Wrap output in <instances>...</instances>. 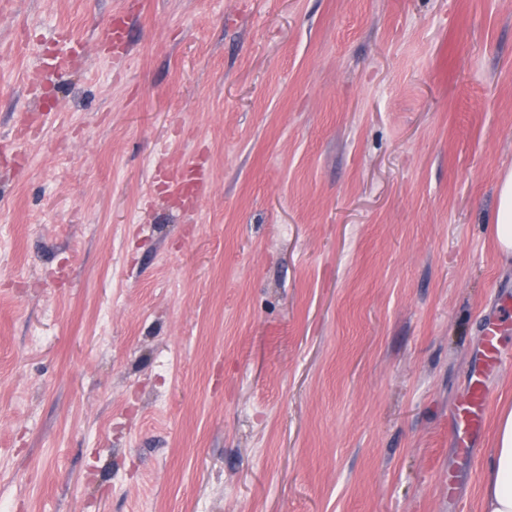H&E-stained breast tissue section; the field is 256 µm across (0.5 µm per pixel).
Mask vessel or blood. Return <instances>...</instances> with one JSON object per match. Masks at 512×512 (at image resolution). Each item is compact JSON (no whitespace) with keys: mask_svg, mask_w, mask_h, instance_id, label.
Listing matches in <instances>:
<instances>
[{"mask_svg":"<svg viewBox=\"0 0 512 512\" xmlns=\"http://www.w3.org/2000/svg\"><path fill=\"white\" fill-rule=\"evenodd\" d=\"M481 348L470 373L464 404L457 410L454 422V441L458 459L469 463L476 459L480 450L490 392L487 378L512 361V350L504 341L503 320L493 316L483 321Z\"/></svg>","mask_w":512,"mask_h":512,"instance_id":"obj_1","label":"vessel or blood"}]
</instances>
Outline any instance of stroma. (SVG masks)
I'll use <instances>...</instances> for the list:
<instances>
[{
	"mask_svg": "<svg viewBox=\"0 0 512 512\" xmlns=\"http://www.w3.org/2000/svg\"><path fill=\"white\" fill-rule=\"evenodd\" d=\"M510 171L512 0H13L0 512H482ZM498 205L494 215L493 232L502 257L512 259V173L505 174L498 183ZM483 336L479 352L470 373L465 403L457 410L454 419V441L458 459L470 463L480 450L490 392L487 378L511 361V351L506 346L501 316L483 320Z\"/></svg>",
	"mask_w": 512,
	"mask_h": 512,
	"instance_id": "obj_1",
	"label": "stroma"
}]
</instances>
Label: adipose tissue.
<instances>
[{"instance_id": "ef3b65f1", "label": "adipose tissue", "mask_w": 512, "mask_h": 512, "mask_svg": "<svg viewBox=\"0 0 512 512\" xmlns=\"http://www.w3.org/2000/svg\"><path fill=\"white\" fill-rule=\"evenodd\" d=\"M493 232L504 259H512V173L498 183ZM483 512H512V408L497 416L494 448L488 458L483 486Z\"/></svg>"}]
</instances>
